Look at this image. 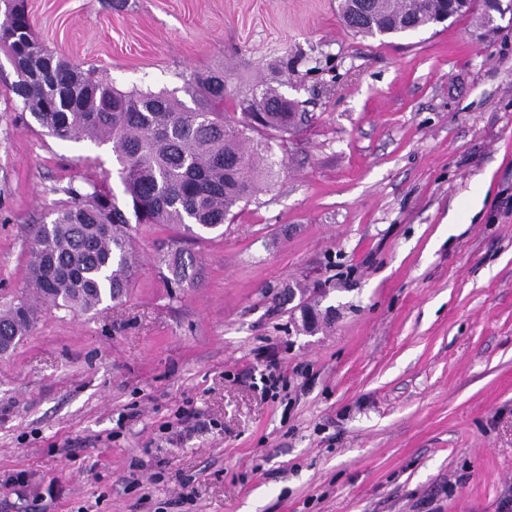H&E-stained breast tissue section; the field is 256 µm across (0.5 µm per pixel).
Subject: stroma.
<instances>
[{"instance_id":"1","label":"stroma","mask_w":512,"mask_h":512,"mask_svg":"<svg viewBox=\"0 0 512 512\" xmlns=\"http://www.w3.org/2000/svg\"><path fill=\"white\" fill-rule=\"evenodd\" d=\"M25 5L120 90L193 108L217 74L227 118L269 86L298 118L223 232L140 225L122 302L39 304L0 355V512H512V13L372 38L338 0ZM16 80L0 52V305L66 187L118 184L110 144L47 135ZM159 259L160 273L164 279L177 288H183L184 285L193 286L197 280V272L194 269L192 258H185L179 251H170L164 253ZM164 268L168 274L164 272Z\"/></svg>"}]
</instances>
